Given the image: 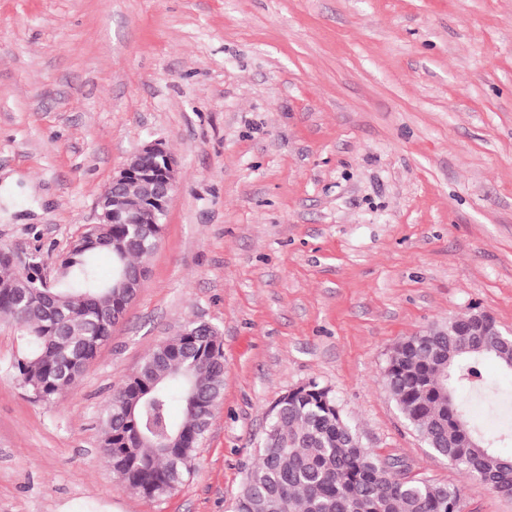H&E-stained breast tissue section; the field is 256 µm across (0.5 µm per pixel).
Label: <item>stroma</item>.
<instances>
[{"label":"stroma","instance_id":"35a3bbf8","mask_svg":"<svg viewBox=\"0 0 512 512\" xmlns=\"http://www.w3.org/2000/svg\"><path fill=\"white\" fill-rule=\"evenodd\" d=\"M151 141L178 187L78 381L35 399L0 316V512H234L269 409L312 379L403 476L512 512L382 380L428 327L512 328V0H0V245L55 271ZM192 322L220 334L224 395L192 473L148 499L102 462V410Z\"/></svg>","mask_w":512,"mask_h":512}]
</instances>
